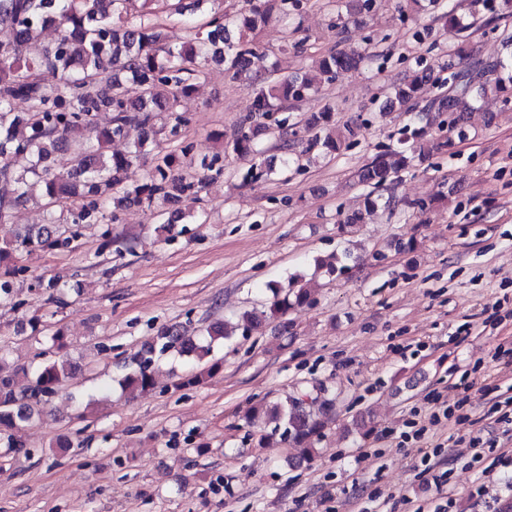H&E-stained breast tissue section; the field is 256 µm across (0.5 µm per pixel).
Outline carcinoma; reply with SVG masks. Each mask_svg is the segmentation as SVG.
Wrapping results in <instances>:
<instances>
[{
  "mask_svg": "<svg viewBox=\"0 0 512 512\" xmlns=\"http://www.w3.org/2000/svg\"><path fill=\"white\" fill-rule=\"evenodd\" d=\"M207 0H0V222L13 209L32 199V188L43 189L48 219L44 224L21 227L13 237L0 242V305L19 308L15 284L27 272L18 265L23 255L36 251L75 250L84 228L108 224L117 211L135 203L151 209L171 201H194L205 180L191 174L181 158L192 151L189 145L180 151H167L166 141L179 139L188 118L180 110V98L191 93L208 67L221 60L233 78L254 87L250 114L240 122L231 152L252 161L246 176L254 179L276 171L283 174L317 159L337 157L357 141L360 126L339 123L330 109L314 112L303 125L306 149L297 155L284 149L279 164L261 159L256 119L275 112H287L296 103L319 92L321 85L332 84L356 71L366 60L378 54L334 50L315 60L318 77L296 73L280 81H269L252 73L251 57L256 37L266 24L276 19L286 23L301 8L302 0H254L251 8L231 21L222 14L198 20V12ZM336 7L333 27H345L349 16L370 14L381 0H332ZM430 5L436 11L434 21L444 30L460 35L446 59L434 68L417 57L413 75L397 87L390 106L412 113L416 121L400 129L398 147L376 154L357 171L358 181L373 188L364 198V211L371 213L384 202L374 192L385 189L401 170L444 155L456 143L469 138L468 114L487 95L503 105L512 104V55L506 59L481 56L473 33L481 29L486 13L492 17L512 16V0H464V13L446 6L441 0H400L402 20L413 22L412 37L421 40L429 29L418 23V15ZM184 17L189 38L180 43L167 41L164 25L154 20L159 11ZM53 25L58 36L55 45L41 43L46 24ZM467 66L460 65L461 59ZM56 73L52 86L42 79L43 70ZM433 97L424 96L425 89ZM112 113V120L100 126L97 115ZM288 125L292 135L299 131L287 119L275 120ZM136 127L140 137L124 153H109V143L127 137ZM67 146L72 159L67 169L55 164L57 151ZM145 164L143 178L127 180L135 164ZM201 170L216 176L224 173V151L205 155ZM445 199L437 193L427 199L406 203L415 214H424ZM355 261L350 251L331 252L315 259L317 269L332 275L350 269ZM31 291H40L54 300L63 294L58 280L35 277L27 282ZM266 289L272 300L269 317L278 318L287 311L310 306L314 296L304 274L291 275L284 285L270 283ZM231 338L224 326L210 324L201 334L186 328H165L135 359V367L120 381L122 390L133 396L155 385L154 354L175 351L205 366L173 382V387L198 386L204 376L220 367L213 356L214 344ZM51 346L43 352V361L31 371L23 365L6 366L0 357V453L10 457H29L24 430L45 414L50 398L72 371L70 360L56 353L64 336L50 337ZM333 400L317 402L308 391H300L273 405L261 404L246 413L249 421H262L271 433L280 434L301 456L311 460L315 443L332 421Z\"/></svg>",
  "mask_w": 512,
  "mask_h": 512,
  "instance_id": "cac0c4a2",
  "label": "carcinoma"
}]
</instances>
